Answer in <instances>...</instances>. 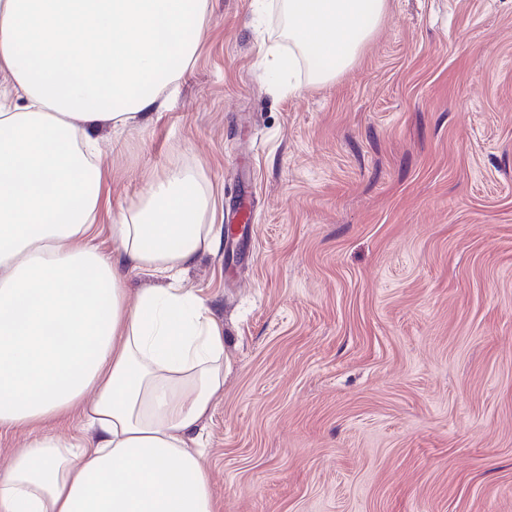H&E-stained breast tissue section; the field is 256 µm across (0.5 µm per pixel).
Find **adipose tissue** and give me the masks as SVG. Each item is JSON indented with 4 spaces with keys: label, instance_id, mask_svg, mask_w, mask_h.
<instances>
[{
    "label": "adipose tissue",
    "instance_id": "1",
    "mask_svg": "<svg viewBox=\"0 0 512 512\" xmlns=\"http://www.w3.org/2000/svg\"><path fill=\"white\" fill-rule=\"evenodd\" d=\"M387 0H283L280 74H342ZM211 24L208 0H0V434L78 417L0 471V512H219L198 449L224 391V330L182 275L215 241L179 171L96 244L98 132L162 111ZM165 286L129 292L126 273Z\"/></svg>",
    "mask_w": 512,
    "mask_h": 512
}]
</instances>
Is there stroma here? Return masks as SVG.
Wrapping results in <instances>:
<instances>
[{
	"mask_svg": "<svg viewBox=\"0 0 512 512\" xmlns=\"http://www.w3.org/2000/svg\"><path fill=\"white\" fill-rule=\"evenodd\" d=\"M167 106L113 150L97 244L203 174L183 274L224 326L201 426L221 512H512V0H388L341 76L275 86L280 8L208 0ZM248 263L224 269L236 208Z\"/></svg>",
	"mask_w": 512,
	"mask_h": 512,
	"instance_id": "stroma-1",
	"label": "stroma"
}]
</instances>
